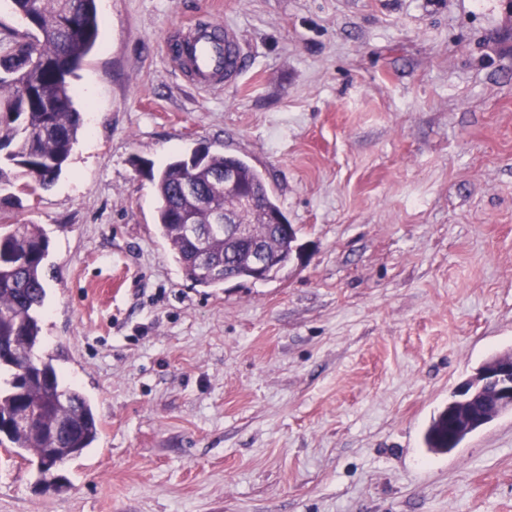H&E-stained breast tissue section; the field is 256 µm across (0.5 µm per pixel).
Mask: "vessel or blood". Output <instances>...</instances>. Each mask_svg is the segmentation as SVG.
<instances>
[{
	"label": "vessel or blood",
	"instance_id": "obj_1",
	"mask_svg": "<svg viewBox=\"0 0 512 512\" xmlns=\"http://www.w3.org/2000/svg\"><path fill=\"white\" fill-rule=\"evenodd\" d=\"M188 30L178 50L179 67L194 86L211 88L240 71L230 30L221 23L197 19L190 21Z\"/></svg>",
	"mask_w": 512,
	"mask_h": 512
}]
</instances>
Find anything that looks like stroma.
Returning <instances> with one entry per match:
<instances>
[{
    "label": "stroma",
    "mask_w": 512,
    "mask_h": 512,
    "mask_svg": "<svg viewBox=\"0 0 512 512\" xmlns=\"http://www.w3.org/2000/svg\"><path fill=\"white\" fill-rule=\"evenodd\" d=\"M82 126L0 224L49 239L41 352L101 435L46 486L0 446V512H512V412L449 453L433 415L512 349L506 0H97ZM237 34L229 85L171 62L190 17ZM248 160L305 247L194 285L139 171Z\"/></svg>",
    "instance_id": "obj_1"
}]
</instances>
